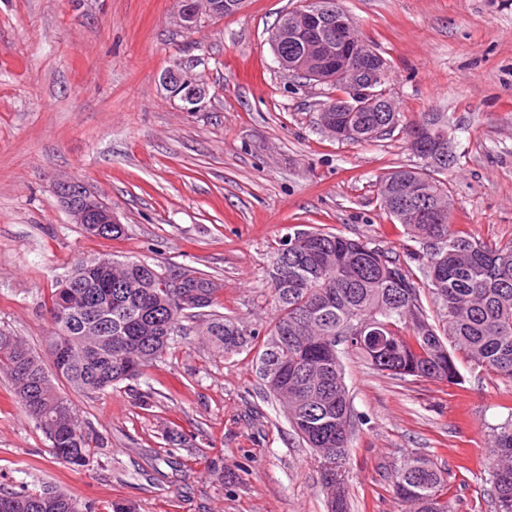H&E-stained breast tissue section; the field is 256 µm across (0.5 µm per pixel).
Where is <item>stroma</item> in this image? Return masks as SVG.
Returning a JSON list of instances; mask_svg holds the SVG:
<instances>
[{
    "label": "stroma",
    "instance_id": "obj_1",
    "mask_svg": "<svg viewBox=\"0 0 512 512\" xmlns=\"http://www.w3.org/2000/svg\"><path fill=\"white\" fill-rule=\"evenodd\" d=\"M388 62L401 121L441 114L455 155L456 229L512 239V0H340ZM299 0H244L194 31L179 0H0V329L34 346L50 330L52 288L78 258L137 257L223 285L220 311L265 330V271L296 227L403 254L406 229L380 208L377 182L418 159L394 132L342 141L320 125L333 95L281 69L269 37ZM182 63L208 86L192 111L162 84ZM76 178L125 226L91 237L54 193ZM461 381H400L343 357L359 423L351 512H406L395 469L430 460L454 512H496L490 434L512 414V381L455 350ZM152 393L154 404L142 406ZM69 398L104 446L88 466L53 459L0 374V487H61L111 512H327L318 461L266 396L252 355H213L190 326L136 382ZM179 428L192 446H166Z\"/></svg>",
    "mask_w": 512,
    "mask_h": 512
}]
</instances>
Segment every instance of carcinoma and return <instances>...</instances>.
<instances>
[{
  "label": "carcinoma",
  "instance_id": "1",
  "mask_svg": "<svg viewBox=\"0 0 512 512\" xmlns=\"http://www.w3.org/2000/svg\"><path fill=\"white\" fill-rule=\"evenodd\" d=\"M309 34L288 32L283 16L270 35L286 63L298 61ZM348 121L349 141L375 140L399 127V113L379 112L368 102L361 112L320 113L321 125ZM423 165L398 168L377 183L380 206L403 224L419 249L410 252L426 269L418 282L399 258L360 239L316 228L297 229L277 249L267 271L276 315L264 335L217 313L221 286L198 273L201 304L184 305L182 289L157 266L139 259H112V293L91 288L94 262L77 260L46 308L51 331L43 354L10 331L0 330V372L14 386L22 411L49 441L59 462L84 467L97 440L55 385L62 379L85 394H99L137 380L161 360L183 322H202V336L224 357L255 352L263 390L280 402L288 422L319 458L330 512H350L345 489L327 479V465L346 467L356 422L341 357L355 354L401 381H459L444 337L454 339L477 364L512 381V240L481 242L453 229L448 181L423 149ZM420 185L433 209L412 203L401 209L389 199ZM428 291L441 310L430 318L422 301ZM357 326L379 339L364 344L349 336ZM493 487L499 512H512V419L493 431ZM394 486L408 512H453L444 498V472L422 458L394 473ZM0 512H96L64 490L0 491Z\"/></svg>",
  "mask_w": 512,
  "mask_h": 512
}]
</instances>
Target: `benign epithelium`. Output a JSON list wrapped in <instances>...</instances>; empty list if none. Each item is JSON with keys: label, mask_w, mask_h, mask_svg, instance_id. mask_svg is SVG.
Wrapping results in <instances>:
<instances>
[{"label": "benign epithelium", "mask_w": 512, "mask_h": 512, "mask_svg": "<svg viewBox=\"0 0 512 512\" xmlns=\"http://www.w3.org/2000/svg\"><path fill=\"white\" fill-rule=\"evenodd\" d=\"M223 13L224 0H181L179 17L184 29L194 30L203 18ZM288 29L297 33H317V37L304 43L301 50L300 62L308 75L317 78L321 74H330L336 79H350V94L332 99L325 111L357 112L363 100L377 93L385 76L383 60L355 43L354 25L346 14L325 6L324 0H314L309 9L289 17ZM162 82L172 96L192 109L208 92L199 77L178 63L164 71ZM433 138L434 128L430 124L420 122L409 128L408 140L412 146L427 148ZM54 193L74 224L83 227L93 224L96 231L102 232L119 223L112 207L80 180L59 182Z\"/></svg>", "instance_id": "1"}]
</instances>
